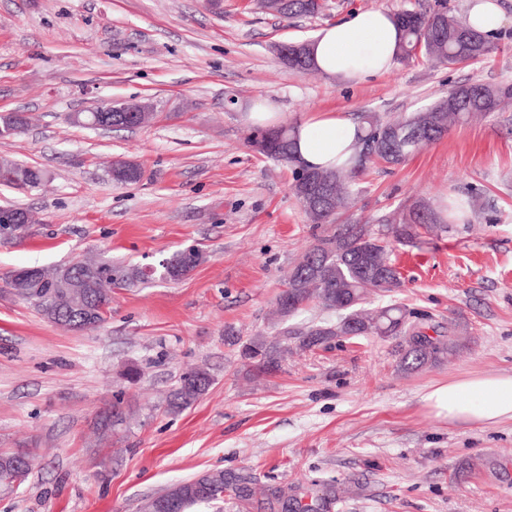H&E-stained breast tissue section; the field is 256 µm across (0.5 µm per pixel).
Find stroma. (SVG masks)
<instances>
[{"mask_svg": "<svg viewBox=\"0 0 512 512\" xmlns=\"http://www.w3.org/2000/svg\"><path fill=\"white\" fill-rule=\"evenodd\" d=\"M482 61L395 63L354 85L285 68L274 44L309 40L356 11L433 0H328L323 16L286 20L253 0H0V115H29L0 139V156L48 178L30 191L0 185V206L31 211L30 234L0 240V451L33 469L0 512H142L198 474L250 473L261 488L335 489L323 512H512V419L451 424L424 395L480 375H512V108L453 126L404 164L371 166L337 224L376 222L398 206L466 219L391 255L404 278L393 300L460 343L444 364L398 366L396 343L336 338L290 351L254 377L240 355L255 336L335 320L318 303L274 320L285 280L316 237L292 193V170L252 151L245 118L264 102L285 124L310 112L384 118L413 112L469 83L512 84V0ZM149 99L146 125L103 132L67 115L109 100ZM137 161L119 185L108 167ZM196 246L203 265L178 282L114 290L99 330L77 332L12 296L20 268L102 258L155 265ZM140 376L127 382V367ZM206 369L208 391L177 415L165 399L184 371ZM120 403L126 420L97 426Z\"/></svg>", "mask_w": 512, "mask_h": 512, "instance_id": "obj_1", "label": "stroma"}]
</instances>
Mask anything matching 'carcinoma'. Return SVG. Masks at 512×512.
<instances>
[{"mask_svg":"<svg viewBox=\"0 0 512 512\" xmlns=\"http://www.w3.org/2000/svg\"><path fill=\"white\" fill-rule=\"evenodd\" d=\"M271 14L284 19L317 17L326 9L321 0H273L262 5ZM402 31L401 54L398 60L409 63L423 57L443 66L478 62L491 54L489 39L465 25L459 19L448 24L429 9L406 10L396 15ZM282 63L298 73L318 71L313 54L303 60L283 58ZM512 100V85H461L448 91V96L418 112L384 119L375 113L360 114L361 133L354 152L333 169L309 170V175L324 184L326 197L316 203L301 194L300 186L292 191L304 213L314 225L330 224L336 215L348 208L355 199L356 178L373 161L388 166L404 163L422 147L441 139L448 130L468 121L477 113L500 112ZM255 133H267L278 139V152L294 153L291 129L281 126L257 128ZM15 175L29 187L42 184L41 171L34 167L10 162ZM428 233L442 231L447 225L424 204L398 207L379 220L377 227L370 224H343L332 235L319 237L293 267L286 288L278 301V314L291 316L311 301L337 314L334 324L313 323L297 331H283V335L299 337L298 347L311 350L331 339L347 333L349 319L356 317L357 336H377L398 341L399 367L406 372L434 367L459 348L454 336L445 334L433 325L410 320L408 313L396 303L383 305L372 312L362 309L368 292L391 296L403 288L399 269L391 260L392 244H415L419 229ZM194 269L190 249L174 252L166 258L156 274L162 280L179 281ZM72 286L60 287L53 279H45L36 294L29 296L19 287V271H14L8 285L14 296L32 305L49 322L62 324L73 331H86L101 326L105 314H88L80 319L85 308L110 309L112 290L134 286L143 281L141 267L99 260L77 264L73 269ZM285 347L264 336H256L242 345L241 354L249 360L253 375L262 377L277 372L281 367ZM211 385L209 373L195 369L179 378L178 386L166 399L169 413H180L195 403ZM201 479L209 484L202 497L193 494L197 483L191 478L170 487L165 495L180 501L182 509L204 502L220 501L228 494L242 502L252 496L254 477L250 473L228 475L222 470L208 471ZM318 512L313 503L288 499V493L274 489L267 493L264 508L269 512Z\"/></svg>","mask_w":512,"mask_h":512,"instance_id":"carcinoma-1","label":"carcinoma"}]
</instances>
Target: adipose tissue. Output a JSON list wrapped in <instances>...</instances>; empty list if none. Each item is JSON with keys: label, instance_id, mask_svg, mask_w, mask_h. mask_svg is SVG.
Returning <instances> with one entry per match:
<instances>
[{"label": "adipose tissue", "instance_id": "obj_1", "mask_svg": "<svg viewBox=\"0 0 512 512\" xmlns=\"http://www.w3.org/2000/svg\"><path fill=\"white\" fill-rule=\"evenodd\" d=\"M401 32L385 10L359 12L322 28L312 40L320 72L353 83L375 78L395 63ZM357 123L339 112H311L294 125L297 156L310 167L329 168L353 151ZM425 401L451 423L482 425L512 418V376L478 375L441 385Z\"/></svg>", "mask_w": 512, "mask_h": 512}]
</instances>
